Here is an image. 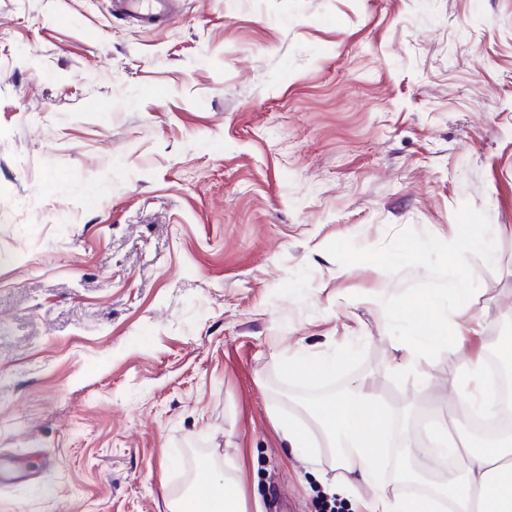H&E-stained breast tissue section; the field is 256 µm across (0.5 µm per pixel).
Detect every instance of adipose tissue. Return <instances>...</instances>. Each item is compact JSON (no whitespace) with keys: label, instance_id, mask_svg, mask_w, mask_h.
Instances as JSON below:
<instances>
[{"label":"adipose tissue","instance_id":"adipose-tissue-1","mask_svg":"<svg viewBox=\"0 0 512 512\" xmlns=\"http://www.w3.org/2000/svg\"><path fill=\"white\" fill-rule=\"evenodd\" d=\"M453 302H444L439 289L414 296L407 304L421 323V334L412 342L391 343L394 369L400 376L418 381L429 376L430 349L463 335L467 327L459 317L467 309L470 289L455 288ZM448 393L462 396L470 407L495 416L512 415V400L499 397L485 380V359L467 356L459 371L448 378ZM389 409L366 381L355 380L344 396L320 407L309 425L293 416L278 415L274 427L290 448H304L303 461L318 480L332 490L371 489L361 499L363 512H437L447 502L448 512H512V442L502 439L481 447L463 448L448 437L440 422L421 436L406 435L401 444L410 456L423 449L448 445L455 466L446 475L432 479L429 495L394 493L383 476L390 459L386 449ZM237 466L225 462L224 476L205 483L192 502L172 501L170 512H249L246 497L236 480Z\"/></svg>","mask_w":512,"mask_h":512}]
</instances>
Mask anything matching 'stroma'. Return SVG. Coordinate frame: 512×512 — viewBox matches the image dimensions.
<instances>
[{"label": "stroma", "mask_w": 512, "mask_h": 512, "mask_svg": "<svg viewBox=\"0 0 512 512\" xmlns=\"http://www.w3.org/2000/svg\"><path fill=\"white\" fill-rule=\"evenodd\" d=\"M460 224L496 262L449 267ZM460 278L476 334L395 375L398 299ZM511 340L512 0H0V512H166L228 455L262 512H352L271 412L362 378L466 440L443 382ZM170 0H115L113 7L126 12L143 26H156L167 16ZM454 233L459 241L460 249L465 251L484 249V257L489 261L496 260V254L486 248L487 242L492 238L493 230L486 224H466L454 227ZM337 368L338 364L335 358L314 359L300 355L289 362L288 373L305 382H310L319 377L333 375Z\"/></svg>", "instance_id": "1"}]
</instances>
